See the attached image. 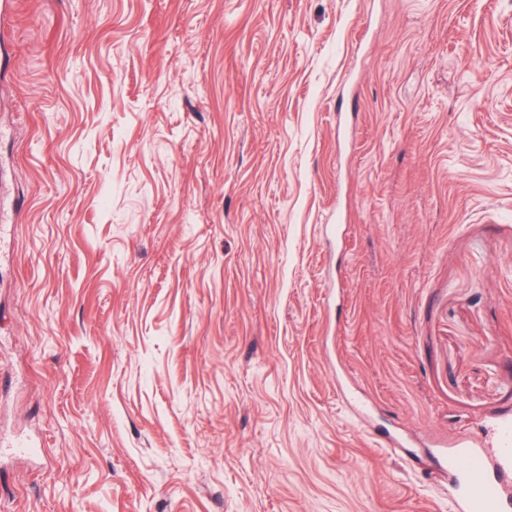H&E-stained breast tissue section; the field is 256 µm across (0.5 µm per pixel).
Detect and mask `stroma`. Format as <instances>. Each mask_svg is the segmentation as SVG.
<instances>
[{"mask_svg":"<svg viewBox=\"0 0 512 512\" xmlns=\"http://www.w3.org/2000/svg\"><path fill=\"white\" fill-rule=\"evenodd\" d=\"M0 512H454L512 420V0H16Z\"/></svg>","mask_w":512,"mask_h":512,"instance_id":"stroma-1","label":"stroma"}]
</instances>
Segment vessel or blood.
Returning a JSON list of instances; mask_svg holds the SVG:
<instances>
[{
	"mask_svg": "<svg viewBox=\"0 0 512 512\" xmlns=\"http://www.w3.org/2000/svg\"><path fill=\"white\" fill-rule=\"evenodd\" d=\"M451 467L456 473V512H512V499L502 483L512 473L511 423L499 428L494 450L465 446L456 452Z\"/></svg>",
	"mask_w": 512,
	"mask_h": 512,
	"instance_id": "b4317fda",
	"label": "vessel or blood"
}]
</instances>
